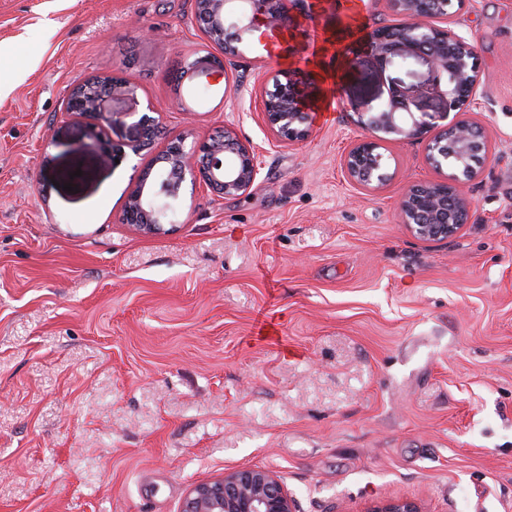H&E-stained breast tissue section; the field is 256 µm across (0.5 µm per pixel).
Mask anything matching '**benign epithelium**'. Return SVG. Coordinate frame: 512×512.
<instances>
[{
	"label": "benign epithelium",
	"mask_w": 512,
	"mask_h": 512,
	"mask_svg": "<svg viewBox=\"0 0 512 512\" xmlns=\"http://www.w3.org/2000/svg\"><path fill=\"white\" fill-rule=\"evenodd\" d=\"M307 0H196V17L207 41L224 56L244 57L256 32L289 30L292 9H302ZM401 22L373 30L367 44L369 54L387 65L394 60H426L432 82L425 92L442 101L440 112H414L413 91L395 84L387 100L374 112L358 113L357 124L367 132L348 150L343 169L351 182L377 190L388 178L384 153L388 137L426 141L425 161L436 169L450 170L441 181L408 185L401 195L398 214L416 238L436 241L456 236L464 223L454 219L459 211L470 212L463 187L481 175L483 163L475 155L485 150L470 121L460 117L477 105L479 63L472 58L473 44L466 35L448 27L451 0H387ZM133 94L121 80H93L74 89L67 111L91 121L94 130L113 125L126 116L119 105ZM263 119L276 138L289 145L311 135L300 81L293 74L271 71L263 76ZM446 120L443 131L455 135L448 148L430 132ZM131 147L137 152L149 146L158 122L145 115L135 125ZM186 136L170 139L155 160L156 170L144 172L131 190L122 223L134 232L156 235L164 232L169 203L177 200L186 180L202 181L224 198L247 193L260 175L259 157L248 144L226 130L220 136L194 143L185 149ZM181 512H299L296 497L281 477L261 467L240 468L223 477L195 485L185 497ZM367 512H423L421 506L403 498L371 506Z\"/></svg>",
	"instance_id": "obj_1"
}]
</instances>
